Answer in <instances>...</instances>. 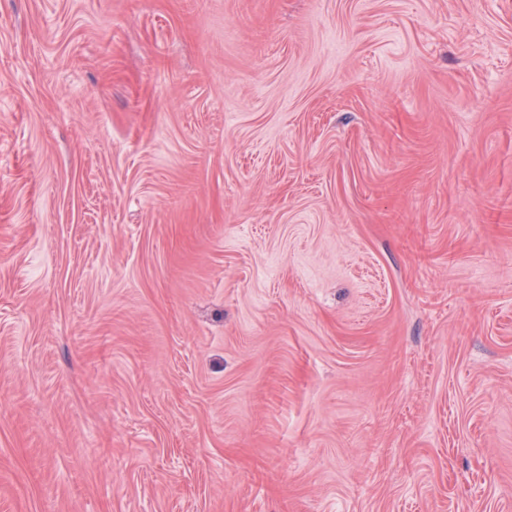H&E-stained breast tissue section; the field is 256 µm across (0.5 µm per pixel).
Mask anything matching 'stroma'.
<instances>
[{
	"label": "stroma",
	"instance_id": "stroma-1",
	"mask_svg": "<svg viewBox=\"0 0 512 512\" xmlns=\"http://www.w3.org/2000/svg\"><path fill=\"white\" fill-rule=\"evenodd\" d=\"M0 512H512V0H0Z\"/></svg>",
	"mask_w": 512,
	"mask_h": 512
}]
</instances>
